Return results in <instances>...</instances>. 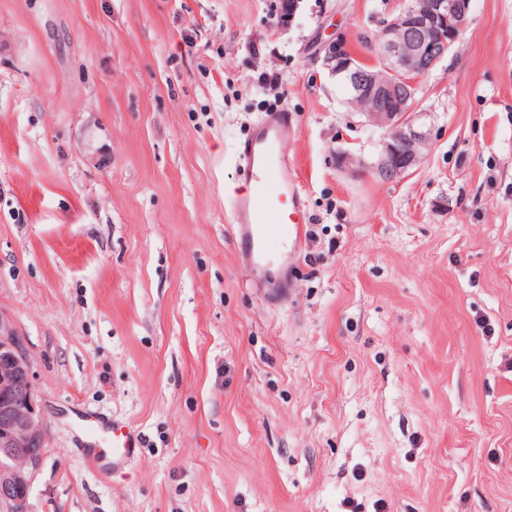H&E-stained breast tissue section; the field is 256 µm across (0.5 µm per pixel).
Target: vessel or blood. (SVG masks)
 I'll use <instances>...</instances> for the list:
<instances>
[{"label": "vessel or blood", "mask_w": 512, "mask_h": 512, "mask_svg": "<svg viewBox=\"0 0 512 512\" xmlns=\"http://www.w3.org/2000/svg\"><path fill=\"white\" fill-rule=\"evenodd\" d=\"M291 131L287 114L273 112L236 149L246 190L231 198L230 218L243 260L258 273L266 270L271 258L285 259L299 252L307 222L304 188L289 176L290 163L279 150ZM79 427L90 444L107 450L113 469L134 460L139 434L132 427L92 414L82 418Z\"/></svg>", "instance_id": "vessel-or-blood-1"}]
</instances>
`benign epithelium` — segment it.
Listing matches in <instances>:
<instances>
[{
	"instance_id": "obj_1",
	"label": "benign epithelium",
	"mask_w": 512,
	"mask_h": 512,
	"mask_svg": "<svg viewBox=\"0 0 512 512\" xmlns=\"http://www.w3.org/2000/svg\"><path fill=\"white\" fill-rule=\"evenodd\" d=\"M301 0H283L279 20L292 24ZM471 0H405L370 41L374 59L355 55L342 36L325 44L322 65L385 129L373 172L402 179L417 166L429 131L411 112L418 81L445 57L469 23ZM45 431L31 362L12 323L0 316V512H32L30 494L45 458Z\"/></svg>"
}]
</instances>
